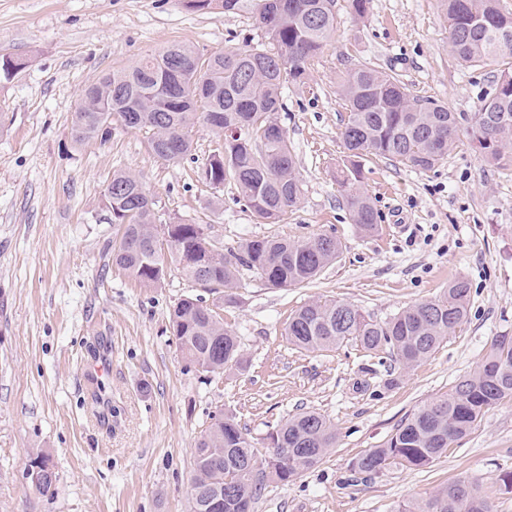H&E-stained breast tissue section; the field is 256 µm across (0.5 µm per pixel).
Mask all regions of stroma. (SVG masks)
I'll return each mask as SVG.
<instances>
[{
	"mask_svg": "<svg viewBox=\"0 0 512 512\" xmlns=\"http://www.w3.org/2000/svg\"><path fill=\"white\" fill-rule=\"evenodd\" d=\"M255 2L224 14L184 0H0V56L25 63L0 81V512H188L193 448L214 415L235 416L259 444L303 410L330 420L336 445L317 467L266 483L254 512H399L459 479L480 485L493 512H512V487L502 482L512 472V399L429 466L358 481L349 468L472 374L498 340L512 339V168L489 164L470 143V119L497 74L453 58L440 0H370L361 21L337 0L336 28L308 83L283 92L279 118L303 196L281 223L238 202L234 185L218 192L205 181L215 137L204 124L190 129L191 153L175 164L118 122L107 141L72 147L85 86L175 42L203 57L258 45ZM359 62L395 70L412 94L456 112L460 126L432 170L363 160L361 185L379 215L367 236L337 181L347 162L338 86ZM119 170L141 177L157 223L206 225L225 250L247 238L327 235L341 253L302 288H274L242 271L228 304L174 268L162 287H141L112 262L117 229L103 201ZM459 278L471 288L466 321L408 370L392 368L385 351L300 352L283 335L289 315L313 299L382 321ZM199 294L223 305L246 368L207 374L184 358L169 313ZM106 346L112 377L94 389L83 369ZM390 376L396 386H387ZM39 452L57 473L47 492L27 476Z\"/></svg>",
	"mask_w": 512,
	"mask_h": 512,
	"instance_id": "35a3bbf8",
	"label": "stroma"
}]
</instances>
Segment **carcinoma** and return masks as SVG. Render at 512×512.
Masks as SVG:
<instances>
[{
	"mask_svg": "<svg viewBox=\"0 0 512 512\" xmlns=\"http://www.w3.org/2000/svg\"><path fill=\"white\" fill-rule=\"evenodd\" d=\"M197 11L234 13L244 0H186ZM452 56L471 67H492L499 79L494 94L471 117L476 150L490 164L512 167V46L497 33H512V13L500 0H443ZM256 23L268 47H248L205 59L192 46L174 43L131 66L84 87L74 112V147L107 141L112 121L147 134L151 153L178 163L191 152L189 129L205 123L216 136L203 174L210 185L236 187L238 199L269 224L285 219L302 198V183L278 121L284 87L304 86L311 62L336 27V0H258ZM340 95L347 110L342 130L348 163L341 170L345 201L358 231L377 229L378 213L361 187V160L368 156L431 170L448 157L458 136L456 113L431 99L412 95L395 71L359 63L346 71ZM111 223L121 229L112 261L145 288L161 285L169 265L208 291L237 287L245 268L273 288L304 287L341 252L326 235L306 241L263 237L245 240L236 252L223 250L205 224H156L155 200L136 175L117 171L104 193ZM174 239L168 253L156 248L160 236ZM470 288L457 279L438 296L376 321L352 304L313 300L289 318L285 336L306 352L333 351L354 343L367 352L387 351L403 369L427 359L467 317ZM174 336L185 357L207 373L242 363L241 346L202 298L181 299L170 313ZM512 399V340L498 341L485 360L448 393L423 405L399 424L378 448L350 462L355 474H378L392 465L433 463L500 401ZM336 432L324 415L303 410L269 433L268 453L259 451L235 418L209 426L193 451L190 512L222 491L217 512H253L266 479L287 482L316 467L335 447ZM400 512H492L473 482L459 479L437 494L411 502Z\"/></svg>",
	"mask_w": 512,
	"mask_h": 512,
	"instance_id": "cac0c4a2",
	"label": "carcinoma"
}]
</instances>
